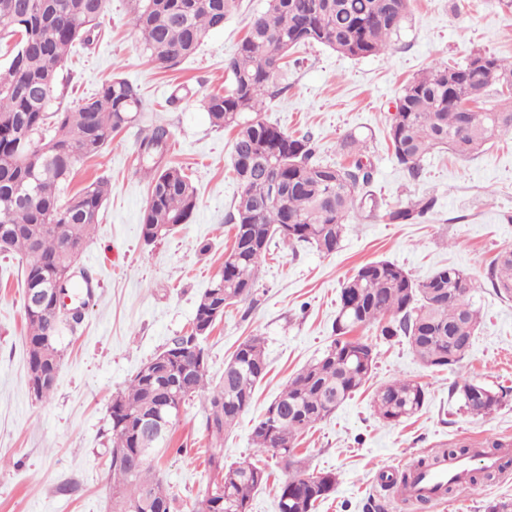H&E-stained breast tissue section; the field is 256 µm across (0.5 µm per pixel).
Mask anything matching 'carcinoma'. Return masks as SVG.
<instances>
[{"mask_svg": "<svg viewBox=\"0 0 512 512\" xmlns=\"http://www.w3.org/2000/svg\"><path fill=\"white\" fill-rule=\"evenodd\" d=\"M109 0H0V32L14 40L8 68L0 69V226L13 235L0 250L23 263L25 288H47L83 250L111 192L100 178L67 199L62 196L78 163L112 144V135L135 123L141 112L138 85L114 77L76 108L52 110L59 70L78 41L90 40ZM130 22L151 59L172 68L191 57L224 21L239 0H131ZM410 8V0H267L247 19V31L225 63L230 84L204 100L210 124L236 130L231 167L241 192L230 215L233 243L219 274L201 294L190 333L172 340L145 362L127 387L112 396L110 512H170L173 497L151 457L169 441L178 419L172 404H185L207 385V361L201 341L224 316V309L253 294L261 261L274 238L332 254L340 248L346 218L356 209L374 210L367 187L372 166L315 158L308 135L295 137L263 116V103L282 92L277 84L284 60L300 45L319 44L341 55L363 58L386 52ZM489 67L469 58L456 66H434L408 82L388 128L398 165L416 179L426 155L435 149L470 158L494 137L512 134V58L486 56ZM171 131L154 123L137 141L138 171L150 180L141 234L151 243L186 224L197 208L196 189L184 169L168 158ZM273 164L278 200L260 161ZM436 199L420 196L386 209L388 224H420ZM487 280L495 294L512 299V249L491 263ZM477 286L463 269L447 266L418 281L401 266L376 260L360 266L342 285L336 338L323 355L288 380L252 427L258 452L285 461L288 478L278 489V512H313L335 490L333 472H310L295 447L297 436L331 417L370 378L377 353L371 343L348 334L378 325L386 338L402 336L428 369L461 363L469 353L454 338L475 336L480 311L472 301ZM28 370L25 385L35 397L51 396L61 362L58 336L74 330L83 316L47 307L25 312ZM264 341L245 338L224 365V380L207 397L205 431L216 451L207 464L209 488L195 512H250L253 493L267 480L254 463L243 471L224 464L218 448L250 408L254 390L268 372ZM461 407L487 416L506 397L468 380L456 384ZM426 389L395 379L377 390L379 417L397 424L419 413ZM145 417L162 421L142 433ZM492 472L480 468L469 483L448 482L446 492L461 494Z\"/></svg>", "mask_w": 512, "mask_h": 512, "instance_id": "cac0c4a2", "label": "carcinoma"}]
</instances>
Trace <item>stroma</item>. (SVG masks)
<instances>
[{"instance_id": "35a3bbf8", "label": "stroma", "mask_w": 512, "mask_h": 512, "mask_svg": "<svg viewBox=\"0 0 512 512\" xmlns=\"http://www.w3.org/2000/svg\"><path fill=\"white\" fill-rule=\"evenodd\" d=\"M264 6L265 0H241L194 57L162 68L139 47L129 0H110L98 35L76 45L62 70L55 110L74 108L115 75L141 87L146 110L141 124L115 134L109 147L74 171L70 192L101 177L112 192L76 262L90 276L91 292L81 327L61 340L63 360L50 398L36 399L24 385L23 274L17 260L0 253V512H109L112 397L174 337L190 332L197 301L232 243L228 217L240 193L229 166L235 132L213 128L202 100L228 85L224 62L244 34L246 17ZM476 50L512 57V10L500 0H412L385 53L348 58L321 46L298 50L279 81L282 93L266 102V119L289 134H310L322 161L350 164L345 141L356 139L372 163L380 209L424 194L437 204L421 224H388L378 213L354 211L340 249L330 255L272 247L254 294L226 308L204 341L214 382L245 337L258 335L265 343L269 372L223 447L225 462L257 461L269 475L251 512H278L276 492L287 477L271 455L255 457L253 422L288 378L330 345L342 282L377 259L418 280L443 266L466 270L479 286L474 301L482 324L460 367L440 371L422 367L404 338H384L374 326L358 329L377 352L371 379L297 446L308 470L339 478L316 512H486L490 502L512 501V468L444 507L402 503L378 486L385 468L448 445L479 448L492 436L512 445V301L501 300L486 282L497 252L512 248V137L494 139L468 160L432 153L416 180L397 164L387 140L407 81L439 63L465 62ZM154 121L172 132L169 157L191 177L197 209L174 234L149 244L141 235L148 183L137 171L136 142L142 125ZM463 377L509 395L491 415L471 416L452 390ZM395 379L422 384L427 401L412 418L389 424L375 412L373 397ZM206 401L201 392L182 406L159 462L175 496L172 512H188L211 477L205 460L212 445L202 426Z\"/></svg>"}]
</instances>
